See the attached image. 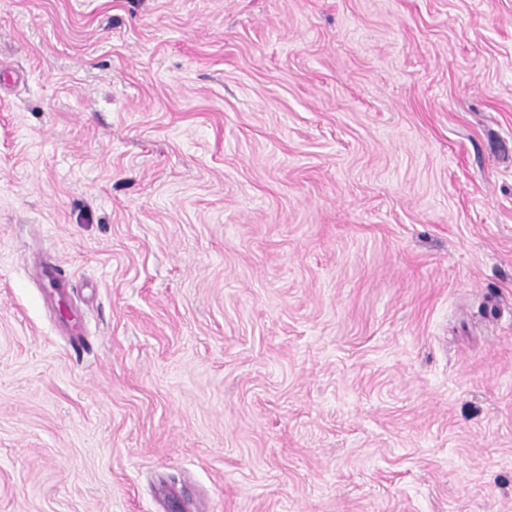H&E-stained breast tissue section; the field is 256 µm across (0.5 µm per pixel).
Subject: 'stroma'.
I'll list each match as a JSON object with an SVG mask.
<instances>
[{"label":"stroma","instance_id":"stroma-1","mask_svg":"<svg viewBox=\"0 0 512 512\" xmlns=\"http://www.w3.org/2000/svg\"><path fill=\"white\" fill-rule=\"evenodd\" d=\"M0 512H512V0H0Z\"/></svg>","mask_w":512,"mask_h":512}]
</instances>
